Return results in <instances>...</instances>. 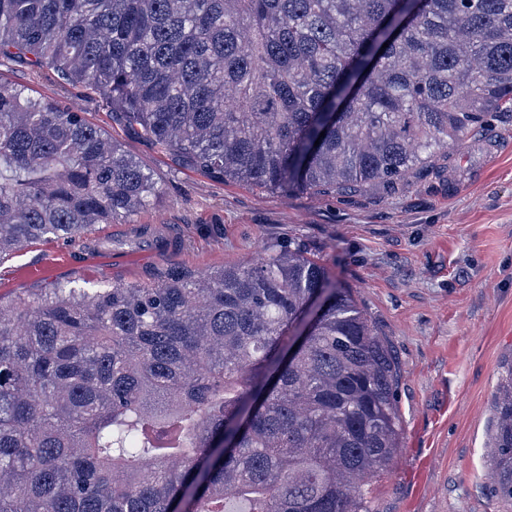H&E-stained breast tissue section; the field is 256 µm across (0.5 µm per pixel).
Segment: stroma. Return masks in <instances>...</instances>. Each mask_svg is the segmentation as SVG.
Returning a JSON list of instances; mask_svg holds the SVG:
<instances>
[{
	"label": "stroma",
	"instance_id": "stroma-1",
	"mask_svg": "<svg viewBox=\"0 0 512 512\" xmlns=\"http://www.w3.org/2000/svg\"><path fill=\"white\" fill-rule=\"evenodd\" d=\"M0 80L78 103L162 188L127 234L154 225L180 239L166 254L116 239L106 262L79 237L66 245L69 264L43 280L22 270L58 242H30L0 260L1 303L56 284L152 285L175 268L217 269L267 245L300 246L352 289L398 359L401 451L373 483L375 512H512L486 454L493 395L512 356V115L489 117L483 132L448 146L395 190L284 197L214 179L161 151L81 88L9 63Z\"/></svg>",
	"mask_w": 512,
	"mask_h": 512
}]
</instances>
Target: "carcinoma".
<instances>
[{
	"instance_id": "1",
	"label": "carcinoma",
	"mask_w": 512,
	"mask_h": 512,
	"mask_svg": "<svg viewBox=\"0 0 512 512\" xmlns=\"http://www.w3.org/2000/svg\"><path fill=\"white\" fill-rule=\"evenodd\" d=\"M0 60L224 182L392 191L512 111V0H0ZM160 192L79 108L0 81V257ZM397 380L350 289L296 248L18 297L0 304V512H374ZM494 408L512 499V359Z\"/></svg>"
}]
</instances>
